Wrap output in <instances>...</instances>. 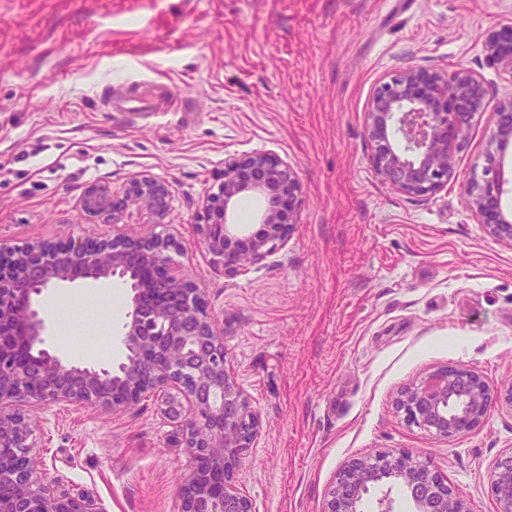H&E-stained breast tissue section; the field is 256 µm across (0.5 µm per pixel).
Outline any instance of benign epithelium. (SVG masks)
I'll list each match as a JSON object with an SVG mask.
<instances>
[{"label":"benign epithelium","mask_w":512,"mask_h":512,"mask_svg":"<svg viewBox=\"0 0 512 512\" xmlns=\"http://www.w3.org/2000/svg\"><path fill=\"white\" fill-rule=\"evenodd\" d=\"M484 47L512 77V21L490 29ZM486 108L483 79L460 67L451 73L411 66L381 78L366 116L377 176L412 198L432 194L454 176L456 153L474 116ZM485 164L465 189L467 209L491 237L512 247V215L501 198L502 161L512 147V96L494 112ZM252 195L266 201L255 223L240 224L235 206ZM167 186L147 174L130 179L121 194L105 183L87 186L83 212L117 225L131 206L158 223L167 213ZM304 204L296 171L270 154L224 161V180L205 200L196 225L204 250L224 273L238 275L285 242ZM171 235L117 233L112 238L69 237L15 246L0 240V512H106L93 495L62 487L37 465V430L25 407L77 403L119 411L154 398L174 425V447L190 466L180 477L181 512H252L235 484L241 451L260 430V419L237 386L224 346V327L204 290L186 278ZM117 277L134 292L124 324L127 354L117 369L64 364L38 352L45 320L35 297L58 282ZM494 389L465 366L438 369L402 392L405 421L429 434L453 438L474 430L493 407ZM403 489L412 512H470L464 496L429 462L406 449L349 461L337 474L323 512H364L382 492L379 512H394L392 488ZM499 512H512V449L491 471Z\"/></svg>","instance_id":"obj_1"}]
</instances>
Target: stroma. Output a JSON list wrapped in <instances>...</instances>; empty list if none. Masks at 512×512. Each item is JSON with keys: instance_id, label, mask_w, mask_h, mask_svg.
Returning a JSON list of instances; mask_svg holds the SVG:
<instances>
[{"instance_id": "stroma-1", "label": "stroma", "mask_w": 512, "mask_h": 512, "mask_svg": "<svg viewBox=\"0 0 512 512\" xmlns=\"http://www.w3.org/2000/svg\"><path fill=\"white\" fill-rule=\"evenodd\" d=\"M511 20L512 0H0V239L111 236L84 215L85 187L120 192L152 175L170 192L163 223L132 208L120 226L175 233L184 273L223 322L261 420L234 473L253 512H322L344 465L389 448L418 453L470 512H497L488 473L512 450V406L446 439L408 424L395 400L448 365L512 385V247L463 195L492 108L512 96L484 34ZM412 65L476 72L489 104L455 177L420 199L376 176L365 126L379 79ZM256 153L296 170L304 204L285 243L228 276L195 226L225 159ZM108 287L115 299L96 296ZM53 292L56 311L38 307L64 363L89 365L104 337L85 310L106 306L123 360L128 285L79 279ZM29 414L38 465L61 484L107 512H180L189 458L155 399Z\"/></svg>"}]
</instances>
